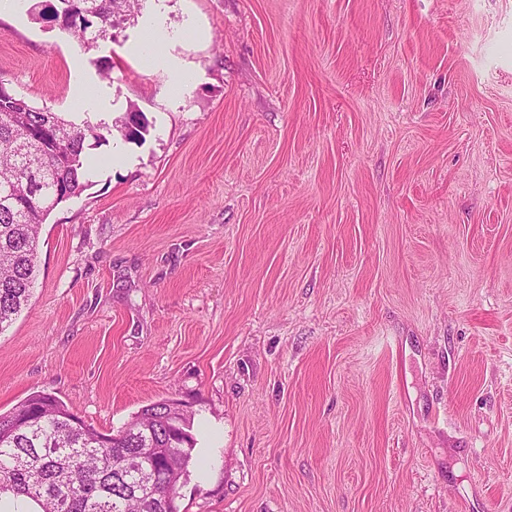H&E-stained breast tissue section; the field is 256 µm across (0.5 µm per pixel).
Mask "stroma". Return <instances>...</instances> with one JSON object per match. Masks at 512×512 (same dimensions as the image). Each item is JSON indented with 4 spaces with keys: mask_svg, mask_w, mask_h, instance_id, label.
Segmentation results:
<instances>
[{
    "mask_svg": "<svg viewBox=\"0 0 512 512\" xmlns=\"http://www.w3.org/2000/svg\"><path fill=\"white\" fill-rule=\"evenodd\" d=\"M53 2L0 9V78L149 127L43 224L0 412L180 401L179 512H512V0H143L90 48ZM181 36H184V34L175 31L169 33L157 25L146 28L141 36V44L151 51L148 66H165V46L168 44L169 40H174Z\"/></svg>",
    "mask_w": 512,
    "mask_h": 512,
    "instance_id": "stroma-1",
    "label": "stroma"
}]
</instances>
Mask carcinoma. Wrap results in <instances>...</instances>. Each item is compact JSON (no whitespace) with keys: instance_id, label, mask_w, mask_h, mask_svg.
Here are the masks:
<instances>
[{"instance_id":"1","label":"carcinoma","mask_w":512,"mask_h":512,"mask_svg":"<svg viewBox=\"0 0 512 512\" xmlns=\"http://www.w3.org/2000/svg\"><path fill=\"white\" fill-rule=\"evenodd\" d=\"M62 30L88 45L135 14L140 0H58ZM121 132L141 143L143 113L130 109ZM112 125L35 107L0 105V332L27 305L42 224L86 187L88 146L109 142ZM193 420L162 399L115 434L99 432L66 403L36 392L0 413V503L24 497L38 512H179L177 484L188 476Z\"/></svg>"}]
</instances>
